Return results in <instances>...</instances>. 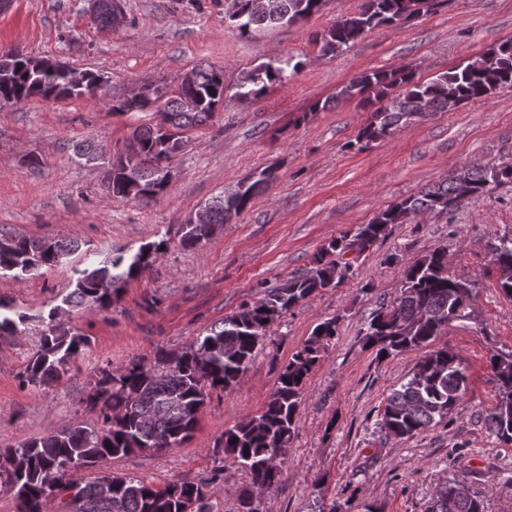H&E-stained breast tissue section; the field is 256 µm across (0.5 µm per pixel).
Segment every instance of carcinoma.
Returning <instances> with one entry per match:
<instances>
[{
    "instance_id": "carcinoma-1",
    "label": "carcinoma",
    "mask_w": 512,
    "mask_h": 512,
    "mask_svg": "<svg viewBox=\"0 0 512 512\" xmlns=\"http://www.w3.org/2000/svg\"><path fill=\"white\" fill-rule=\"evenodd\" d=\"M252 0H238L231 15L245 36L262 29L290 25L319 13L325 0H278L277 19L251 8ZM435 0H363L359 12L337 20L320 38V52L343 51L366 33L380 26L409 20L429 8ZM291 60L265 63L245 74L235 85V97L260 98L269 85L288 79ZM100 76L77 68L63 70L48 60L34 65L13 52L0 51V107L32 97L55 101L98 93ZM512 88V40L495 46L475 59L429 80L415 70L373 71L351 80L337 97L358 99L370 107L365 126L356 138L372 142L393 135L400 128L418 123L433 112H454L472 101L490 98L497 90ZM224 70L198 69L186 73L178 93L156 108L159 121L139 125L129 135L124 149L106 171L108 188L115 197L150 199L167 190L170 182L160 170L172 164L188 144L187 133L207 125L224 107ZM266 167L239 180L234 189L206 203L208 222L187 224L180 239L195 246L214 224H228L244 212L262 191L264 176H274ZM512 184V158L476 164L451 177L426 186L417 194L380 210L352 233L336 238L317 251L310 268L295 275L252 304L249 316L231 314L196 337L178 352L161 350L147 364L132 361L115 376L102 370L83 399L98 413L100 426L75 425L51 430L17 448L0 454L14 466L18 512H47L60 495L70 496L71 512H213L207 491L188 482L162 487L146 485L133 476L101 473L82 482L75 475L91 467L104 466L112 458L135 451L179 448L193 435L199 414L214 391L239 383L259 345L280 319L303 300L335 289L353 274L346 255L360 256L385 239L395 224H405L414 215L427 212L452 213L471 198L500 185ZM74 240L8 237L0 239V273L24 278L44 267L58 265L77 251ZM167 251V243L147 244L130 255L109 257L92 268L77 271L74 289L63 305L41 317L39 345L19 373L20 385L47 388L61 381L74 358L89 344V338L61 321L63 307L107 311L118 297V285L138 276ZM498 272V286L512 297V238L501 237L487 251ZM475 284L448 268V250L436 248L409 265L400 294L381 306L365 332L366 344L379 359L422 350L406 382L386 398L379 422L386 434L411 438L453 413L468 389V366L462 356L434 343L448 326L472 313ZM27 316L0 302V336L20 333ZM339 318L318 324L279 374L276 389L263 409L224 430L225 459L249 478L238 496V512H259L252 491L272 490L278 483L288 448L295 435L296 418L306 381L334 339ZM495 406L484 416L489 436L512 445V354H492ZM430 512H485L482 501L470 488L453 481L441 488Z\"/></svg>"
}]
</instances>
